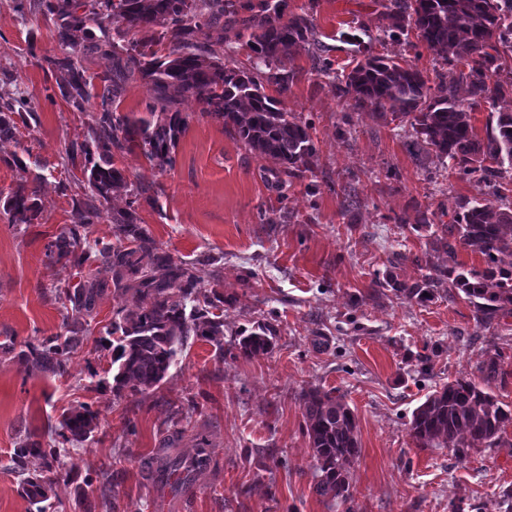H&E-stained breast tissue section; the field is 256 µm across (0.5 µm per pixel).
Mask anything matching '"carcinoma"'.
Returning <instances> with one entry per match:
<instances>
[{
	"mask_svg": "<svg viewBox=\"0 0 512 512\" xmlns=\"http://www.w3.org/2000/svg\"><path fill=\"white\" fill-rule=\"evenodd\" d=\"M41 13L56 15L61 24L59 37L72 40L83 30L85 18L75 14L71 0H33ZM93 20L124 26L121 33L161 28L169 40V53L157 55L152 43L135 38L118 46L92 42L83 60L96 54H112V69L87 74L81 63L54 61L61 72L60 88L66 90L75 107L90 97L89 87L99 79L103 85L102 112L94 118L89 138L71 149V156L85 155L89 194L85 207L78 208L77 224L46 246L52 263H63L81 274L75 286L61 290L57 298L71 306L65 331L27 343L17 353L31 373L61 374L69 355L86 339L87 317L91 316L104 289L100 275L111 274L115 291L128 297L130 305L115 312L112 319V364L116 366L113 390L143 393L166 377L187 339L201 337L223 347L224 294L206 290L193 270L178 264L160 251L146 229L138 224L136 204L149 187L128 182L112 163L113 151L138 148L161 168L173 166V150L186 125V116L173 109L171 91L188 94L203 104L204 114L234 131L257 156L281 166L294 176L310 170L316 146L309 125L283 107L288 94V71L284 62L302 52L316 61V72L332 77L331 85L352 100L357 111L379 113L386 109L412 129L416 140L434 152L444 169L475 180L481 198L465 202L448 225V238L438 239L448 255L459 246L478 248L484 256L483 269L436 265L420 282L407 284L394 277L383 283L396 295L423 296L427 289L448 276L449 287L462 292L474 307L478 320L491 322L498 315H512V208L497 205L498 179L512 170V113H497L496 125H487L486 138H479L471 125V112L481 103H493L506 96L512 83L498 79L501 58L512 54V0H390L385 12L388 23L378 27L381 35L394 38L405 29L417 31L430 47L440 49L449 67L457 69V82L466 86L460 98L454 86L431 83L422 71L400 62L358 49L362 58L347 74L332 73L331 63L320 54L321 43L308 15H287V0H263L258 16L242 20L249 50L250 68L228 66L224 54L223 19L237 22L236 0H95ZM130 80L143 82L151 95L147 114L122 115L111 109ZM274 85L279 97L266 93ZM12 103L0 100V140L15 137L17 123ZM130 196L127 208L112 211L114 240H89L80 229L102 217L100 206L114 194ZM5 209L13 224H31L39 206L36 191L21 183L9 193ZM274 330L259 325L242 337L238 349L245 357L268 352ZM481 382L457 378L428 395L412 414L410 434L421 445L450 448L464 460L479 445L498 443L512 425V408L498 401L491 391L497 381V357L491 356L479 368ZM304 418L315 460L317 495L345 502L350 496L351 465L358 457L357 424L353 411L339 397L314 389L305 394ZM96 415L81 404L63 414L60 436L67 443L86 441L95 429ZM30 458L40 460L39 469L23 478L20 493L46 512L53 480L65 462L58 448H44L25 434L14 449L15 468L25 470ZM204 448L187 460L164 456L157 468L158 481L177 485L189 482L196 468L207 464ZM110 484L102 473L99 502L89 503L86 512L110 507Z\"/></svg>",
	"mask_w": 512,
	"mask_h": 512,
	"instance_id": "obj_1",
	"label": "carcinoma"
}]
</instances>
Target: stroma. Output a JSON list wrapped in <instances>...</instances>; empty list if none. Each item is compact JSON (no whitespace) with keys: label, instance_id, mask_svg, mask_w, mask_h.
<instances>
[{"label":"stroma","instance_id":"stroma-1","mask_svg":"<svg viewBox=\"0 0 512 512\" xmlns=\"http://www.w3.org/2000/svg\"><path fill=\"white\" fill-rule=\"evenodd\" d=\"M0 0V92L31 117L0 142V347L21 346L64 330L66 310L54 286L75 285V269L51 264L45 246L77 221L74 200L86 191L72 144L88 137L99 96L75 108L49 70L51 58L79 61L95 23L74 42L57 37L52 16L17 11ZM388 0H288L292 14L314 21L336 69H351L359 25L376 30ZM373 53L452 82L437 50L405 39L373 41ZM284 106L310 125L317 154L310 170L289 177L251 153L191 97L172 168L153 167L140 152L115 154L128 181L153 183L158 205L140 201L138 216L156 244L188 264L205 288L224 294V344L190 338L162 383L143 394L112 390L111 350L103 339L124 299L97 301L87 339L60 375L27 374L0 354V512H35L20 494L11 456L19 430L59 448L61 415L89 404L97 428L64 461L84 491L55 482L53 512H83L79 494L95 498L103 471L112 474V512H501L512 490V426L500 443L471 450L427 448L411 436L413 411L436 387L499 354L504 382L496 398L512 406V315L487 326L447 283L426 297L385 288L386 275L422 280V257L439 266L484 268L477 248L455 258L433 249L435 235L466 200L478 197L470 177L439 173L409 125L349 108L301 54L287 64ZM41 206L35 223L13 225L5 199L18 184ZM267 323L268 353L239 356L241 331ZM341 396L357 421L360 454L351 497L333 501L313 490L314 458L304 432V393ZM171 454L210 453L188 485H161L152 462Z\"/></svg>","mask_w":512,"mask_h":512}]
</instances>
